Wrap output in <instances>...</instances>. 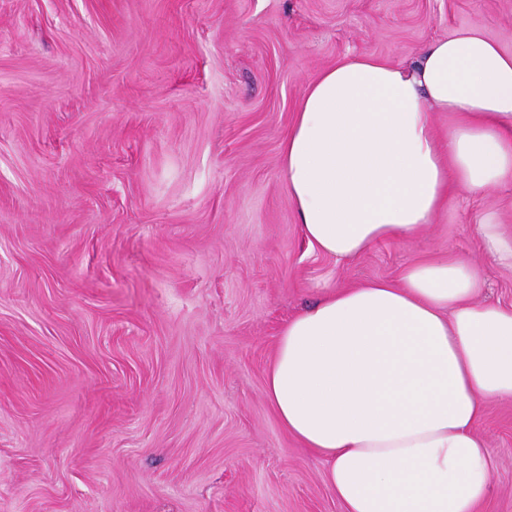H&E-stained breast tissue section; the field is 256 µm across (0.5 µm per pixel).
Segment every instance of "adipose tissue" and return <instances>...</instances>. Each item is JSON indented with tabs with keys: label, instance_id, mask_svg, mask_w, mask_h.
<instances>
[{
	"label": "adipose tissue",
	"instance_id": "1",
	"mask_svg": "<svg viewBox=\"0 0 512 512\" xmlns=\"http://www.w3.org/2000/svg\"><path fill=\"white\" fill-rule=\"evenodd\" d=\"M281 166L313 250L352 260L412 238L456 190L512 182V52L465 29L407 65L338 61L300 99ZM476 232L512 270V229L490 213ZM483 287L454 255L423 259L396 282L325 289L281 327L265 397L326 461L343 512H477L490 497L477 426L489 400L512 399V309L482 301Z\"/></svg>",
	"mask_w": 512,
	"mask_h": 512
}]
</instances>
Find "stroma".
I'll list each match as a JSON object with an SVG mask.
<instances>
[{
    "label": "stroma",
    "mask_w": 512,
    "mask_h": 512,
    "mask_svg": "<svg viewBox=\"0 0 512 512\" xmlns=\"http://www.w3.org/2000/svg\"><path fill=\"white\" fill-rule=\"evenodd\" d=\"M462 28L512 52V0H0V512H342L264 396L280 328L450 252L511 306L474 226L512 184L338 261L280 144L326 68ZM478 432L512 512V400Z\"/></svg>",
    "instance_id": "stroma-1"
}]
</instances>
